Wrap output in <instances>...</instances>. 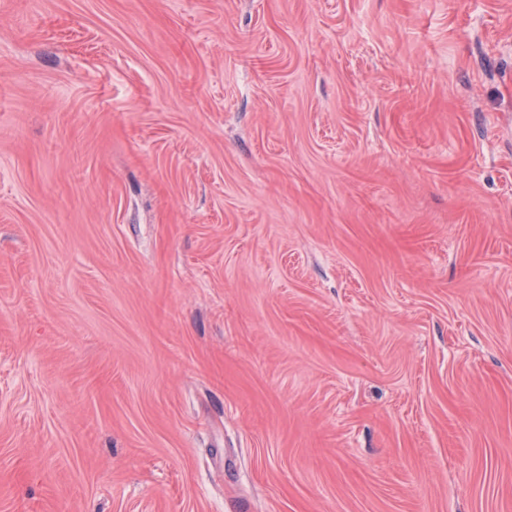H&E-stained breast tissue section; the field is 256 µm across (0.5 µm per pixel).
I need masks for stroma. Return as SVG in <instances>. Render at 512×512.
I'll list each match as a JSON object with an SVG mask.
<instances>
[{
	"label": "stroma",
	"instance_id": "stroma-1",
	"mask_svg": "<svg viewBox=\"0 0 512 512\" xmlns=\"http://www.w3.org/2000/svg\"><path fill=\"white\" fill-rule=\"evenodd\" d=\"M0 512H512V0H0Z\"/></svg>",
	"mask_w": 512,
	"mask_h": 512
}]
</instances>
